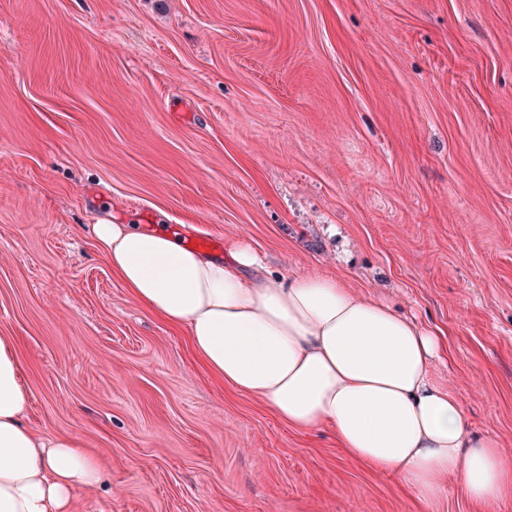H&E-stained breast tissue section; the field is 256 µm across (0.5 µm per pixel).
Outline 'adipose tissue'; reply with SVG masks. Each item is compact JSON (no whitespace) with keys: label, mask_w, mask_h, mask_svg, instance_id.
Listing matches in <instances>:
<instances>
[{"label":"adipose tissue","mask_w":512,"mask_h":512,"mask_svg":"<svg viewBox=\"0 0 512 512\" xmlns=\"http://www.w3.org/2000/svg\"><path fill=\"white\" fill-rule=\"evenodd\" d=\"M113 274L161 320L184 328L197 360L301 432L332 428L345 453L433 502L449 480L485 508L512 501L498 440L472 435L462 404L433 368L431 329L331 274L276 276L238 239L225 260L159 229L95 225ZM13 342L0 338V512H69L95 486L96 457L72 438H39Z\"/></svg>","instance_id":"ef3b65f1"}]
</instances>
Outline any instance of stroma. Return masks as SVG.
<instances>
[{"label":"stroma","instance_id":"obj_1","mask_svg":"<svg viewBox=\"0 0 512 512\" xmlns=\"http://www.w3.org/2000/svg\"><path fill=\"white\" fill-rule=\"evenodd\" d=\"M336 275L448 340L512 463V0H0V336L73 512H475L235 394L112 273L99 219Z\"/></svg>","mask_w":512,"mask_h":512}]
</instances>
